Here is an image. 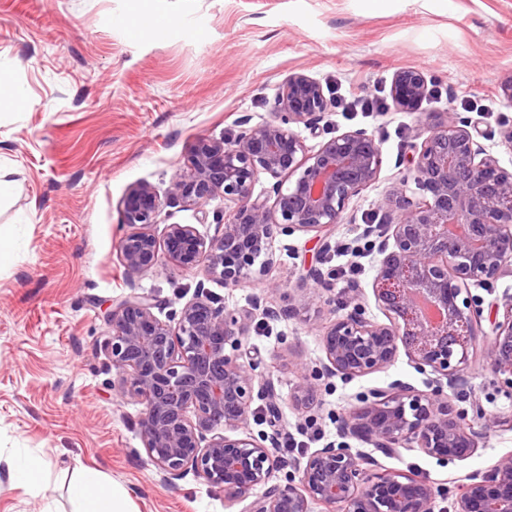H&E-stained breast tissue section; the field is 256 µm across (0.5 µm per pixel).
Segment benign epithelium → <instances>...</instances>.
<instances>
[{"instance_id":"1","label":"benign epithelium","mask_w":512,"mask_h":512,"mask_svg":"<svg viewBox=\"0 0 512 512\" xmlns=\"http://www.w3.org/2000/svg\"><path fill=\"white\" fill-rule=\"evenodd\" d=\"M428 93L422 73L395 74L393 107L419 113L421 143H411L408 174L382 202L385 222L362 234L378 241L366 249L345 245L354 256L368 249L381 255L372 290L386 321L367 314L363 296L352 298L322 335L320 370L354 379L389 367L401 353L417 369H431L438 375L431 392L403 382L374 388L338 417V433L385 456L414 443L440 460H462L482 435L468 417L486 428L497 418L477 402L456 406L444 387L461 385L479 348L486 370L512 390V296L491 304L502 319L486 328L483 300L470 293L473 282L512 277V170L479 144L485 133L472 118L419 112ZM331 106L319 81L293 72L271 120L251 126L242 119L232 140L196 139L187 170L172 178L163 197L147 183L130 189L122 223L139 230L120 245L127 269L147 271L167 258L237 285L267 274L277 237L319 236L341 223L351 200L378 181L383 157L364 129L308 147L294 126L317 133ZM263 175L274 180L271 204L253 197ZM216 197L231 208L220 234L206 238L190 224L166 225L161 239L149 231L166 203L199 208ZM154 307L138 294L117 302L106 346L120 390L143 405V447L166 479L191 471L224 487L231 505L254 497L250 512H312L314 504L338 512H434L440 490L433 483L418 474H369L345 442L312 452L297 476L273 482L275 438L245 430L259 378L242 351L248 320L200 293L183 305L174 326ZM315 377L314 370L302 374L300 401L314 400ZM495 504L512 505V455L487 475L466 477L453 512H491Z\"/></svg>"}]
</instances>
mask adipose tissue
Returning <instances> with one entry per match:
<instances>
[{
    "instance_id": "adipose-tissue-1",
    "label": "adipose tissue",
    "mask_w": 512,
    "mask_h": 512,
    "mask_svg": "<svg viewBox=\"0 0 512 512\" xmlns=\"http://www.w3.org/2000/svg\"><path fill=\"white\" fill-rule=\"evenodd\" d=\"M45 461L37 454L0 456V476L10 484L31 489L39 486ZM74 512H127L124 488L109 481L99 470L79 468L68 488Z\"/></svg>"
}]
</instances>
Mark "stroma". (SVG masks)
<instances>
[{"instance_id":"obj_1","label":"stroma","mask_w":512,"mask_h":512,"mask_svg":"<svg viewBox=\"0 0 512 512\" xmlns=\"http://www.w3.org/2000/svg\"><path fill=\"white\" fill-rule=\"evenodd\" d=\"M158 18L165 33L153 26ZM403 65L442 90L424 100L423 111L477 120L487 133L483 146L512 169V150L499 138L512 125L503 93L512 81V0H0V165L14 182L0 200V229L13 239L0 261V453L29 449L50 464L38 491L1 482L0 512H72L68 485L81 465L126 488L130 512H249L246 500L225 508L223 487L191 473L166 481L149 462L142 406L118 392L105 346L106 314L131 294L151 298L165 321H177L201 289L250 313L243 345L273 381L281 415L272 421L266 402L253 400L248 431L305 443L277 466L280 483L309 453L339 443L336 419L358 395L396 381L431 391L434 374L402 355L350 381L321 375L319 407L293 402L300 365L324 357L320 339L335 310L359 290L368 313H378L369 296L378 254L355 261L338 245L381 221L386 191L407 172L414 113H329V131L365 129L383 156L378 181L351 202L332 248L311 233L277 238L267 275L236 287L166 259L132 272L120 254L132 231L121 221L127 192L141 183L166 192L197 138L230 140L241 118L270 120L288 74L310 75L328 96L359 87L375 98L389 94ZM16 91L25 107L12 105ZM228 217L219 197L199 210L171 203L151 231L160 237L166 225L191 224L211 237ZM316 268L334 271L335 281L314 296ZM272 282L277 291L269 290ZM266 307L276 318L262 317ZM465 375L454 403L479 400L503 421L473 456L444 464L414 446L391 457L357 446L364 458H376L378 470L435 483V512H453L459 481L512 454V395L478 356Z\"/></svg>"}]
</instances>
